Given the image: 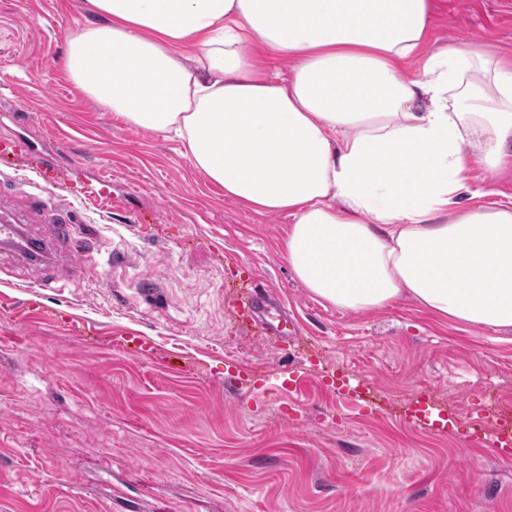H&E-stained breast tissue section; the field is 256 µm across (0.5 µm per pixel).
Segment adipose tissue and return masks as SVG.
Wrapping results in <instances>:
<instances>
[{
    "label": "adipose tissue",
    "instance_id": "ef3b65f1",
    "mask_svg": "<svg viewBox=\"0 0 512 512\" xmlns=\"http://www.w3.org/2000/svg\"><path fill=\"white\" fill-rule=\"evenodd\" d=\"M432 9L87 0L66 70L129 127L174 135L225 197L288 213L284 257L321 301L368 311L406 297L512 332V202H460L472 164L512 166V57L426 52Z\"/></svg>",
    "mask_w": 512,
    "mask_h": 512
}]
</instances>
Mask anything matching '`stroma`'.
Masks as SVG:
<instances>
[{"instance_id": "1", "label": "stroma", "mask_w": 512, "mask_h": 512, "mask_svg": "<svg viewBox=\"0 0 512 512\" xmlns=\"http://www.w3.org/2000/svg\"><path fill=\"white\" fill-rule=\"evenodd\" d=\"M436 3L427 50L512 54V0ZM84 17L0 0V141L25 144L0 155V210L48 237L36 183L96 228L55 249L51 288L0 252V512H512L492 429L512 335L315 298L283 257L288 214L226 198L70 79ZM130 336L153 352L129 357Z\"/></svg>"}]
</instances>
